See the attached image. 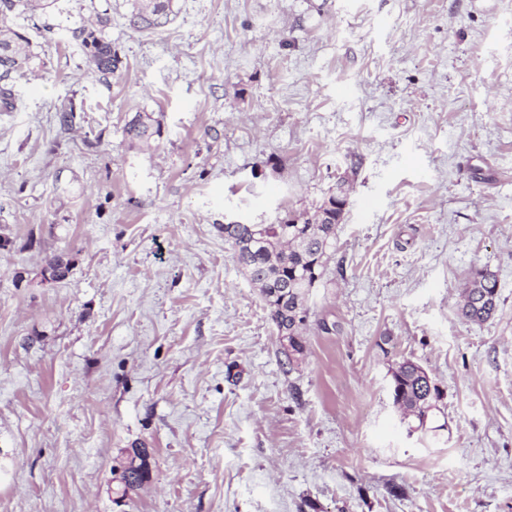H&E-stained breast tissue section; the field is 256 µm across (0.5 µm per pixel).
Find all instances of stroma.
Returning a JSON list of instances; mask_svg holds the SVG:
<instances>
[{
	"label": "stroma",
	"mask_w": 512,
	"mask_h": 512,
	"mask_svg": "<svg viewBox=\"0 0 512 512\" xmlns=\"http://www.w3.org/2000/svg\"><path fill=\"white\" fill-rule=\"evenodd\" d=\"M131 3L13 15L43 64L0 112V512H512V0H173L155 32ZM104 12L108 84L70 39ZM341 180L288 372L222 227ZM476 269L499 306L467 323ZM405 358L444 391L422 431ZM149 121H151L149 115L135 114L125 127V133L130 140L148 141L153 137L160 138L162 136L160 123L157 122L154 127ZM498 304L495 275L486 270H476L466 283L462 300L457 306V314L463 321L483 323L495 317Z\"/></svg>",
	"instance_id": "obj_1"
}]
</instances>
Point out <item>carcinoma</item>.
<instances>
[{"label":"carcinoma","instance_id":"cac0c4a2","mask_svg":"<svg viewBox=\"0 0 512 512\" xmlns=\"http://www.w3.org/2000/svg\"><path fill=\"white\" fill-rule=\"evenodd\" d=\"M18 2L0 0V112L16 109L13 81L23 76L36 58L31 41L13 28L12 16ZM171 15L172 0H133L129 25L140 32L155 31L170 23ZM109 24V17L99 16L96 23L71 33L92 73L103 83L112 80L120 64L112 40L105 33ZM55 112L63 128L76 125L73 99L59 101ZM125 133L132 140L148 141L161 137L162 129L151 123L150 116L137 113L126 124ZM322 211L320 205L306 219L283 218L276 224L224 225V241L234 249L245 277L259 289L276 330H288V344H280V353L291 369L299 365L305 352L301 330L308 318L307 296L322 276L336 237V225L319 223ZM498 304L495 275L477 270L466 283L457 314L463 321L483 323L495 317ZM391 392L394 404L404 417L416 421L419 429L440 409L444 399L443 390L420 364L410 359L399 362L392 372Z\"/></svg>","mask_w":512,"mask_h":512}]
</instances>
